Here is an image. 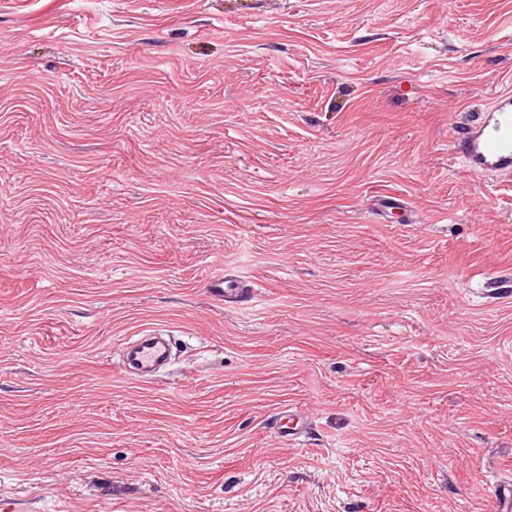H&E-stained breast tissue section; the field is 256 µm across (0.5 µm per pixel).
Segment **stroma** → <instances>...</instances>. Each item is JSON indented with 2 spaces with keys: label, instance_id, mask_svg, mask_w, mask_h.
<instances>
[{
  "label": "stroma",
  "instance_id": "stroma-1",
  "mask_svg": "<svg viewBox=\"0 0 512 512\" xmlns=\"http://www.w3.org/2000/svg\"><path fill=\"white\" fill-rule=\"evenodd\" d=\"M508 88L512 0H0V512H499ZM482 115L453 143V151L474 173L512 177V93L501 91ZM207 293L215 299L223 300L225 297L241 298L245 301L248 297V286L232 278H224V273L212 276L205 285ZM169 350V344L155 333L139 336L125 348L120 370L124 375L152 377L166 364ZM272 425L282 437L288 440V436H297L307 426V421L293 410L282 409L275 415Z\"/></svg>",
  "mask_w": 512,
  "mask_h": 512
}]
</instances>
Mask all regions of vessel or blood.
Segmentation results:
<instances>
[{
    "instance_id": "vessel-or-blood-1",
    "label": "vessel or blood",
    "mask_w": 512,
    "mask_h": 512,
    "mask_svg": "<svg viewBox=\"0 0 512 512\" xmlns=\"http://www.w3.org/2000/svg\"><path fill=\"white\" fill-rule=\"evenodd\" d=\"M456 154L463 157L470 171L512 177V93L499 92L479 117L453 144ZM215 299L247 298L249 291L242 282L223 275L212 276L205 285ZM169 358L166 341L153 333L138 337L125 349L121 371L139 378L154 376ZM284 437L297 436L307 421L293 410L279 411L272 422Z\"/></svg>"
}]
</instances>
